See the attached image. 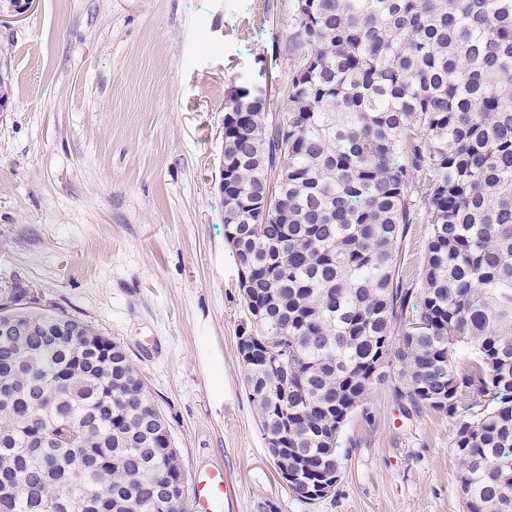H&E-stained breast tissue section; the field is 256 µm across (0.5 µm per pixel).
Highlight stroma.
Segmentation results:
<instances>
[{
	"mask_svg": "<svg viewBox=\"0 0 512 512\" xmlns=\"http://www.w3.org/2000/svg\"><path fill=\"white\" fill-rule=\"evenodd\" d=\"M294 0H0V296L120 342L190 479L219 466L230 512H463L458 420L373 389L340 436L343 473L306 503L280 480L243 381L245 312L218 190L224 98L288 82ZM429 227L408 225L404 284Z\"/></svg>",
	"mask_w": 512,
	"mask_h": 512,
	"instance_id": "obj_1",
	"label": "stroma"
}]
</instances>
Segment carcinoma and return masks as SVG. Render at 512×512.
Masks as SVG:
<instances>
[{
	"mask_svg": "<svg viewBox=\"0 0 512 512\" xmlns=\"http://www.w3.org/2000/svg\"><path fill=\"white\" fill-rule=\"evenodd\" d=\"M282 119L224 98V239L241 358L279 477L340 481L339 437L375 385L458 416L465 512H512V0H295ZM429 225L400 288L407 225ZM87 323L16 288L0 315ZM0 512L89 496L188 512L169 424L123 345L112 363L39 328L0 334Z\"/></svg>",
	"mask_w": 512,
	"mask_h": 512,
	"instance_id": "1",
	"label": "carcinoma"
}]
</instances>
